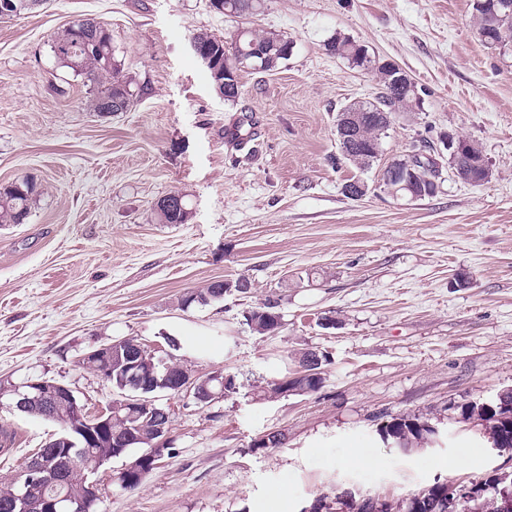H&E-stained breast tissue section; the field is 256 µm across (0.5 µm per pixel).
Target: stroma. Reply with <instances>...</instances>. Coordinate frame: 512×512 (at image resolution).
Segmentation results:
<instances>
[{"label":"stroma","mask_w":512,"mask_h":512,"mask_svg":"<svg viewBox=\"0 0 512 512\" xmlns=\"http://www.w3.org/2000/svg\"><path fill=\"white\" fill-rule=\"evenodd\" d=\"M83 18L112 34L127 111L93 112V85L52 53ZM250 24L293 53L278 70L242 71L230 104L190 46L237 27L209 0H46L0 19V190L26 177L41 190L26 223L0 226V380L42 375L101 411L118 391L79 359L131 336L152 348L176 338L191 374L234 375L235 393L205 408L157 393L173 412L171 450L133 491L115 480L129 456L92 474L102 512H260L276 488L278 512L319 497L341 512L347 489L395 504L438 480L511 472L512 452L491 454L485 422L454 406L512 389V51L480 40L472 0H264ZM336 35L397 63L420 94L364 173L340 154L336 116L375 97L377 80L326 51ZM448 131L480 146L485 182L451 179L422 200L380 189L384 164ZM356 177L360 198L344 191ZM173 191L189 218L159 223ZM240 278L247 293L180 305ZM269 297L283 326L261 335L244 315ZM328 316L336 325L322 328ZM306 350L331 358L322 388L262 398ZM403 415L440 443L382 441L378 427ZM273 430L286 444L255 448ZM60 431L0 409V485Z\"/></svg>","instance_id":"obj_1"}]
</instances>
